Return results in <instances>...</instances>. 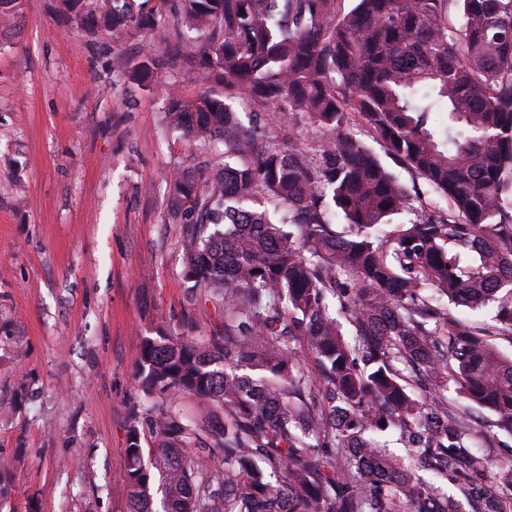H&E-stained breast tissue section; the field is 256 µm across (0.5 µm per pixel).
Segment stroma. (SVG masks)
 I'll list each match as a JSON object with an SVG mask.
<instances>
[{
  "label": "stroma",
  "mask_w": 512,
  "mask_h": 512,
  "mask_svg": "<svg viewBox=\"0 0 512 512\" xmlns=\"http://www.w3.org/2000/svg\"><path fill=\"white\" fill-rule=\"evenodd\" d=\"M0 29V459L16 473L0 512H129L124 448L140 340L162 327L209 343L224 305L183 280L189 228L171 216L164 173L223 162L169 134V84L204 87L196 64L163 69L151 91L127 79L137 29H80L59 0H17ZM470 416L475 451L512 455L492 412Z\"/></svg>",
  "instance_id": "1"
}]
</instances>
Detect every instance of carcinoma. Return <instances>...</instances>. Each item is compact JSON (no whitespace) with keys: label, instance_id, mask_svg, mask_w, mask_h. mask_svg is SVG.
I'll list each match as a JSON object with an SVG mask.
<instances>
[{"label":"carcinoma","instance_id":"carcinoma-1","mask_svg":"<svg viewBox=\"0 0 512 512\" xmlns=\"http://www.w3.org/2000/svg\"><path fill=\"white\" fill-rule=\"evenodd\" d=\"M61 4L111 36L161 35L171 15L192 33L171 64L200 54V83L224 85L169 88L166 127L221 138L224 166L165 183L192 225L184 278L229 318L207 346L162 328L142 337L136 374L144 395H189L223 408L224 424L156 402L147 457L132 416L131 512H155L157 495L161 512H460L417 465L456 482L471 512H506L512 457L470 450L475 428L448 411V385L512 434V358L493 342L512 339V0ZM160 67L144 54L128 78L146 86ZM237 105L306 117L319 149L282 144ZM354 118L448 208L416 204L347 131ZM450 304L494 315L458 319ZM389 429L406 458L376 439ZM195 448L218 453L222 472L201 478Z\"/></svg>","mask_w":512,"mask_h":512}]
</instances>
